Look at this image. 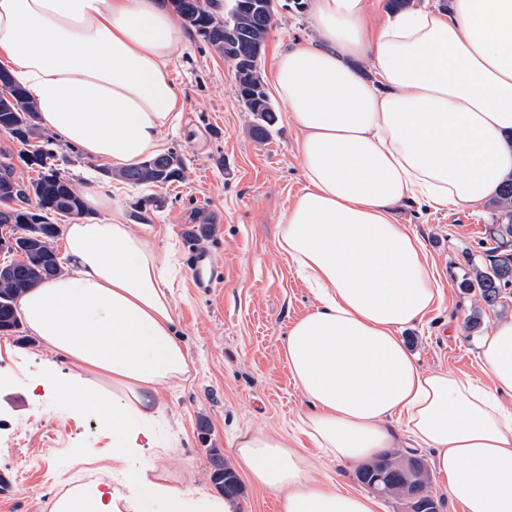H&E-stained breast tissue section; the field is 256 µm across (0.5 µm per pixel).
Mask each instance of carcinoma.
Instances as JSON below:
<instances>
[{
    "label": "carcinoma",
    "mask_w": 512,
    "mask_h": 512,
    "mask_svg": "<svg viewBox=\"0 0 512 512\" xmlns=\"http://www.w3.org/2000/svg\"><path fill=\"white\" fill-rule=\"evenodd\" d=\"M172 5L185 25L194 29L199 25L206 27L203 43L232 63L238 97L246 111H255L254 101L244 96L245 85L251 82V75L260 71L261 59L252 57V52L264 53L268 37L276 24L277 8L249 22L247 45L242 47V52L249 55V59L244 60L236 54L224 52L225 29L232 30L243 20L235 13V6H230L225 17L217 19L209 11L210 0H172ZM0 122L9 127L11 138L22 146L18 154L8 153L5 162L0 163V184L4 182V177L14 174V157L27 169L37 168V177L28 179L26 186L41 208L42 218V223L37 226L27 223L26 200L19 195L0 194V228H11L16 251L26 257L25 262L13 269L8 264L4 265L5 272L0 273L2 333L15 332L22 324L19 302L27 290L64 273L52 246L60 232L59 200H69L77 215L84 212V201L69 176L61 172L55 178L47 177L49 172L55 170V165L51 163L55 159L53 138L41 132L34 102L23 89L13 85L4 72L0 74ZM276 122V109L271 107L265 110L251 125L252 136L257 140L268 138ZM36 139L39 140L37 144L34 143ZM184 171L182 156L169 151L127 166L117 173V177L136 186H166L181 181ZM492 206L496 211L493 234L498 240L497 253L484 267L473 268V276L465 278L463 283L465 288L478 290L489 305L496 302L505 285L512 283V177L504 182L493 198ZM397 455L399 451L393 450L385 458L369 463V467L356 475V479L362 486H367L373 472L391 468V462ZM212 480L224 490V495L241 496L242 486L238 477L219 460L216 461ZM430 484L428 474L419 481H407L395 474L390 481L389 496L403 502L408 512H442L444 502L433 495Z\"/></svg>",
    "instance_id": "1"
}]
</instances>
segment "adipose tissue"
I'll return each instance as SVG.
<instances>
[{"instance_id":"ef3b65f1","label":"adipose tissue","mask_w":512,"mask_h":512,"mask_svg":"<svg viewBox=\"0 0 512 512\" xmlns=\"http://www.w3.org/2000/svg\"><path fill=\"white\" fill-rule=\"evenodd\" d=\"M369 0H311L316 35L280 50L271 87L298 132L304 191L279 248L317 300L283 355L308 408L302 432L343 467L409 435L465 512H512V317L477 343L488 382L420 367L401 337L442 290L406 200L465 208L512 175V0H451L367 25ZM185 37L165 0H0V66L41 124L86 159L128 166L156 152L184 104L170 62ZM370 60L372 77L358 70ZM70 269L29 290L30 333L77 369L74 393L112 385L101 414L124 462L118 486H74L51 512H239L194 497L135 461L161 386L187 379L174 292L149 234L119 218L64 228ZM234 458L281 512H376L373 496L319 480L288 437L239 435Z\"/></svg>"}]
</instances>
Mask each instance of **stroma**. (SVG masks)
<instances>
[{
    "mask_svg": "<svg viewBox=\"0 0 512 512\" xmlns=\"http://www.w3.org/2000/svg\"><path fill=\"white\" fill-rule=\"evenodd\" d=\"M315 35L307 7L279 0L277 25L261 64L269 78L276 53ZM173 59V78L186 90L177 121L161 134V151L185 161L182 181L164 187L133 186L85 160L66 142L57 150L81 193L105 190L111 210L134 231L150 230L160 257L174 258L172 282L177 335L194 361L190 377L164 386V411L150 422L151 445L143 457L165 483L194 493L219 494L213 460L232 465L231 450L243 432L293 437L296 447L319 459L321 475L347 491L362 487L353 473L299 430L307 404L283 358L293 324L315 300L278 247L283 215L304 187L296 132L285 110L272 135L253 139V122L236 93L232 64L206 47L194 31ZM154 198L163 207L151 206ZM214 222L205 240L189 237L199 212ZM397 223L423 242L429 265L443 287V299L402 337L422 368L448 369L479 380L487 375L475 341L495 319L512 315V288L495 305L461 281L472 266L484 265L493 247L490 202L466 209L432 210L406 202ZM210 254L219 279L198 287L189 258ZM477 328H470L472 319ZM74 368L47 350L27 328L0 333V512H51L54 500L77 483L107 486L117 465L112 425L95 404L76 408L61 385Z\"/></svg>",
    "mask_w": 512,
    "mask_h": 512,
    "instance_id": "35a3bbf8",
    "label": "stroma"
}]
</instances>
